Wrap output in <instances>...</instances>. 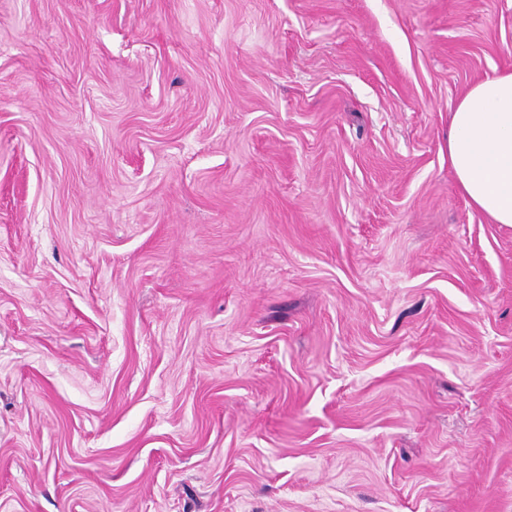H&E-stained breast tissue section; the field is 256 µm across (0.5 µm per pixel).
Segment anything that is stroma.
<instances>
[{
  "label": "stroma",
  "instance_id": "1",
  "mask_svg": "<svg viewBox=\"0 0 512 512\" xmlns=\"http://www.w3.org/2000/svg\"><path fill=\"white\" fill-rule=\"evenodd\" d=\"M504 70L512 0H0V512H512ZM448 166L472 208L512 226V71L475 82L449 112Z\"/></svg>",
  "mask_w": 512,
  "mask_h": 512
}]
</instances>
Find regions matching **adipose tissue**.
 Listing matches in <instances>:
<instances>
[{
	"label": "adipose tissue",
	"mask_w": 512,
	"mask_h": 512,
	"mask_svg": "<svg viewBox=\"0 0 512 512\" xmlns=\"http://www.w3.org/2000/svg\"><path fill=\"white\" fill-rule=\"evenodd\" d=\"M448 165L472 208L512 226V71L475 82L449 112Z\"/></svg>",
	"instance_id": "1"
}]
</instances>
